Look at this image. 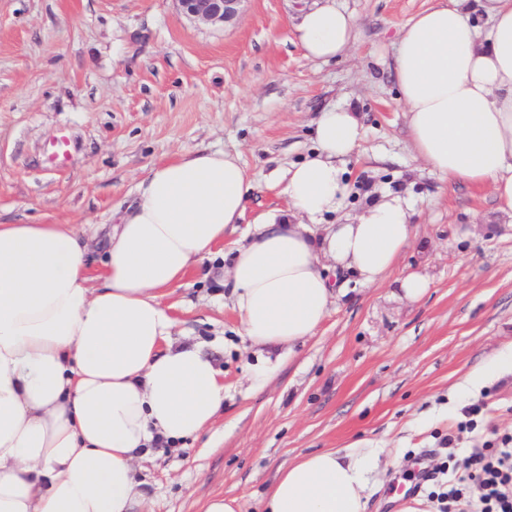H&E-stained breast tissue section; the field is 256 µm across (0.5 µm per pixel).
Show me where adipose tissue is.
<instances>
[{"mask_svg": "<svg viewBox=\"0 0 512 512\" xmlns=\"http://www.w3.org/2000/svg\"><path fill=\"white\" fill-rule=\"evenodd\" d=\"M480 15L441 4L404 29L394 78L410 145L434 174L490 185L512 213V0ZM297 39L329 62L357 40L334 0L302 14ZM362 138L345 107L321 113L315 149L287 173L291 218L258 217L221 251L254 189L238 154L196 151L153 164L107 233L102 272L71 224H0V512H141L134 460L210 426L224 375L199 346L170 343L163 299L203 260L230 285L245 341L293 347L325 321L332 271L373 286L395 271L415 224L406 198L373 196L325 224L349 193L339 159ZM301 223H293V216ZM367 463L324 449L284 467L261 512H366Z\"/></svg>", "mask_w": 512, "mask_h": 512, "instance_id": "obj_1", "label": "adipose tissue"}]
</instances>
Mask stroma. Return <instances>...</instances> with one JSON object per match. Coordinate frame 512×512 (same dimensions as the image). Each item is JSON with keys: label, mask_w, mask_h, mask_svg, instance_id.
I'll return each instance as SVG.
<instances>
[{"label": "stroma", "mask_w": 512, "mask_h": 512, "mask_svg": "<svg viewBox=\"0 0 512 512\" xmlns=\"http://www.w3.org/2000/svg\"><path fill=\"white\" fill-rule=\"evenodd\" d=\"M312 2L246 0L235 24L215 27L190 23L174 0H0L1 223L101 227L152 164L225 150L255 185L224 239L232 249L259 215L287 214V170L334 104L363 126L344 161V215L382 190L415 215L393 277L368 287L343 276L325 322L260 388L250 370L263 355L238 333L230 288L193 272L170 291L171 343L214 359L224 408L196 436L136 458L144 512H198L213 495L258 512L297 456L355 442L376 459L367 512H396L399 491L436 512L469 454L512 436V215L489 188L448 183L414 157L393 87L400 35L435 0H336L359 35L328 63L296 37ZM411 275L430 283L417 301L400 291ZM480 371L483 384L465 386Z\"/></svg>", "instance_id": "stroma-1"}]
</instances>
